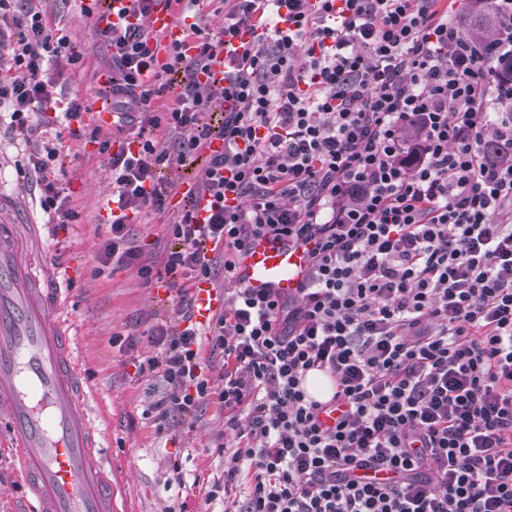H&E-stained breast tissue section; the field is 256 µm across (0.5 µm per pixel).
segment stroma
I'll use <instances>...</instances> for the list:
<instances>
[{"label": "stroma", "instance_id": "obj_1", "mask_svg": "<svg viewBox=\"0 0 512 512\" xmlns=\"http://www.w3.org/2000/svg\"><path fill=\"white\" fill-rule=\"evenodd\" d=\"M49 23L66 25L72 40L89 54V70L63 87L59 100L88 97L95 91V70L104 68L108 54L95 18L79 13L77 0H49ZM65 170L73 223L52 225L44 242L52 263L74 273L69 314L77 326V353L85 377L96 393L93 413L112 461L114 506L117 512H224L223 497H210L224 483V451L216 441L224 435V414L216 405L200 407L189 419L157 431L146 409L149 377L134 365L154 355L144 333L153 324L174 316L175 293L144 284L134 269L102 266L101 245L109 226L101 214V197L111 189L104 159L87 141H64ZM33 145L12 139L0 129V180L6 189L23 188L31 204L40 192L34 178L23 175ZM174 213H150L136 218L130 232L149 244L147 260L160 256L168 241ZM181 472L184 486L173 483Z\"/></svg>", "mask_w": 512, "mask_h": 512}]
</instances>
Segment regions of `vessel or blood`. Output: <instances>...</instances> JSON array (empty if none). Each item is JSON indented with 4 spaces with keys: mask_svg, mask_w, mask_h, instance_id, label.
Wrapping results in <instances>:
<instances>
[{
    "mask_svg": "<svg viewBox=\"0 0 512 512\" xmlns=\"http://www.w3.org/2000/svg\"><path fill=\"white\" fill-rule=\"evenodd\" d=\"M47 225L25 195L0 189V427L9 434L30 512H115L112 466L86 406L92 391L74 351L67 303L71 271L52 266ZM308 245L263 236L236 257V277L255 293L294 294L308 268ZM224 306L208 283L196 287L195 319Z\"/></svg>",
    "mask_w": 512,
    "mask_h": 512,
    "instance_id": "vessel-or-blood-1",
    "label": "vessel or blood"
}]
</instances>
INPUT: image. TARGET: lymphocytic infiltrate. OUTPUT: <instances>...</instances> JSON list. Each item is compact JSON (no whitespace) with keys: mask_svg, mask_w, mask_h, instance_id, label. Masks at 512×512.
I'll list each match as a JSON object with an SVG mask.
<instances>
[{"mask_svg":"<svg viewBox=\"0 0 512 512\" xmlns=\"http://www.w3.org/2000/svg\"><path fill=\"white\" fill-rule=\"evenodd\" d=\"M168 4L201 13L124 0L121 25L100 28L115 120L91 126L83 99L56 109L85 52L38 0H0V125L37 141L28 171L49 223L76 217L61 137L90 138L112 184L102 265L180 298L138 365L148 415L164 430L221 406L225 512H512V158L486 159L489 136L512 145L490 92L512 61V0H492L488 40L448 0H229L220 27L187 23L166 44L144 22ZM200 153L188 189L162 184ZM178 195L161 282L128 226ZM265 235L313 245L284 300L235 279ZM219 263L224 307L203 345L190 285ZM209 356L224 360L217 388ZM313 371L329 402L306 391Z\"/></svg>","mask_w":512,"mask_h":512,"instance_id":"1","label":"lymphocytic infiltrate"}]
</instances>
